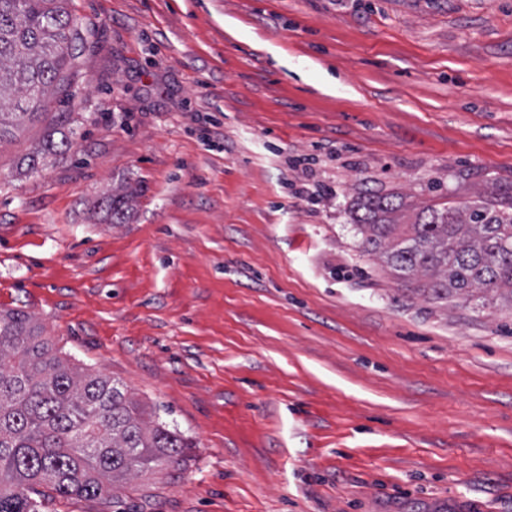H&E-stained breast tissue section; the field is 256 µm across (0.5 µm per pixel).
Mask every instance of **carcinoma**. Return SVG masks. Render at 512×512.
<instances>
[{
    "label": "carcinoma",
    "mask_w": 512,
    "mask_h": 512,
    "mask_svg": "<svg viewBox=\"0 0 512 512\" xmlns=\"http://www.w3.org/2000/svg\"><path fill=\"white\" fill-rule=\"evenodd\" d=\"M82 42L67 0H0V143L50 107L74 97L69 72ZM72 145L52 125L27 155L36 172ZM137 189L121 185L98 202L113 224L129 216ZM350 217L365 251L429 300L493 292L512 308V199L487 187L416 207L403 195H369ZM191 442L109 377L70 365L21 310H0V512H38L50 491L66 500L108 498L131 478L178 466Z\"/></svg>",
    "instance_id": "carcinoma-1"
}]
</instances>
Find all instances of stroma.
Wrapping results in <instances>:
<instances>
[{"label":"stroma","mask_w":512,"mask_h":512,"mask_svg":"<svg viewBox=\"0 0 512 512\" xmlns=\"http://www.w3.org/2000/svg\"><path fill=\"white\" fill-rule=\"evenodd\" d=\"M68 9L77 96L0 144V309L193 446L39 512H512V310L406 290L349 214L512 193V0ZM72 134V132L67 134L64 128L52 124L39 146L24 159V162H26L25 170L28 172L38 171L39 167L45 165L49 157L66 153L72 145ZM136 188L130 185H121L112 189V194L104 197L98 202V208L104 210L110 217L113 224H123L129 216L132 201L137 195Z\"/></svg>","instance_id":"1"}]
</instances>
